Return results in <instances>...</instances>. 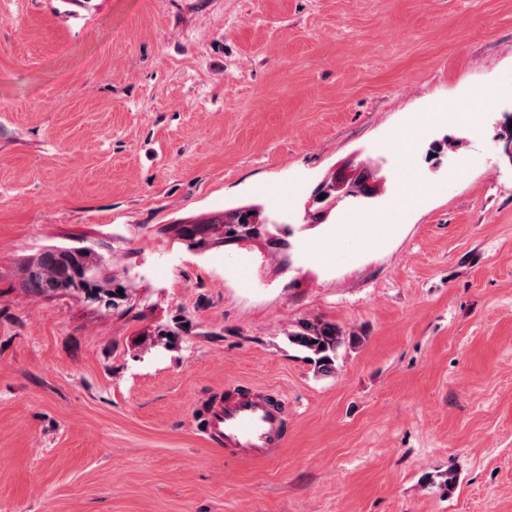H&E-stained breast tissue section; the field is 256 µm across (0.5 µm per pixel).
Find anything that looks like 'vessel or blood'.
I'll return each instance as SVG.
<instances>
[{
    "label": "vessel or blood",
    "instance_id": "vessel-or-blood-1",
    "mask_svg": "<svg viewBox=\"0 0 512 512\" xmlns=\"http://www.w3.org/2000/svg\"><path fill=\"white\" fill-rule=\"evenodd\" d=\"M286 429L281 403L240 390L212 401L203 434L209 446L237 459L267 461L284 447Z\"/></svg>",
    "mask_w": 512,
    "mask_h": 512
}]
</instances>
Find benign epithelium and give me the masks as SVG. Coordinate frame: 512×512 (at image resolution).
<instances>
[{
	"instance_id": "obj_1",
	"label": "benign epithelium",
	"mask_w": 512,
	"mask_h": 512,
	"mask_svg": "<svg viewBox=\"0 0 512 512\" xmlns=\"http://www.w3.org/2000/svg\"><path fill=\"white\" fill-rule=\"evenodd\" d=\"M25 277L32 295L61 294L105 311L112 310L113 285H126L92 246L42 248L30 258Z\"/></svg>"
}]
</instances>
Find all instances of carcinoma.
Returning a JSON list of instances; mask_svg holds the SVG:
<instances>
[{"label":"carcinoma","instance_id":"cac0c4a2","mask_svg":"<svg viewBox=\"0 0 512 512\" xmlns=\"http://www.w3.org/2000/svg\"><path fill=\"white\" fill-rule=\"evenodd\" d=\"M198 235L221 233L224 242L263 238L275 250L284 249L288 243L274 236L268 229V220L256 205H243L224 210L207 221L195 223ZM288 342L307 354L317 373L328 375L336 369L339 351L345 342L342 329L323 320H304L288 333Z\"/></svg>","mask_w":512,"mask_h":512}]
</instances>
